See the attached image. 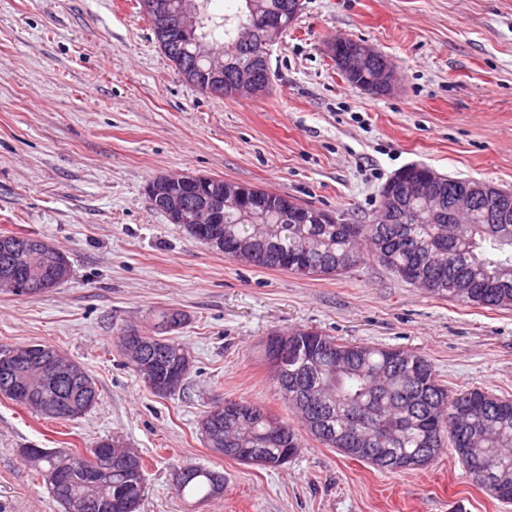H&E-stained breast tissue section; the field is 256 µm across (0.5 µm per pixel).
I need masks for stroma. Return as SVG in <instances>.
Instances as JSON below:
<instances>
[{
    "mask_svg": "<svg viewBox=\"0 0 512 512\" xmlns=\"http://www.w3.org/2000/svg\"><path fill=\"white\" fill-rule=\"evenodd\" d=\"M269 48L257 98L187 81L137 0H0V235L65 252L70 279L21 297L0 291V353L45 344L98 389L74 420L0 396V512H64L24 448L79 452L120 438L146 464V512H512L467 477L454 452L398 473L310 434L278 469L215 453L200 421L215 397L289 423L263 343L298 329L423 356L452 389L512 399V310L466 306L368 260L303 277L224 257L156 211L147 186L192 172L261 187L368 224L390 176L419 163L512 190V0H302ZM365 42L396 67L392 93L349 84L327 54ZM186 316L180 391H150L120 328ZM188 464L222 469L221 497L178 495Z\"/></svg>",
    "mask_w": 512,
    "mask_h": 512,
    "instance_id": "35a3bbf8",
    "label": "stroma"
}]
</instances>
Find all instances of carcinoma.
<instances>
[{
  "label": "carcinoma",
  "mask_w": 512,
  "mask_h": 512,
  "mask_svg": "<svg viewBox=\"0 0 512 512\" xmlns=\"http://www.w3.org/2000/svg\"><path fill=\"white\" fill-rule=\"evenodd\" d=\"M237 14L215 18L206 16L207 30L229 47L241 25L260 27L261 15H252L246 2ZM234 73L253 71L255 61L248 53L232 58ZM232 73V74H234ZM227 74L226 79H231ZM412 199L401 204L393 224H284L277 212L260 213V223L252 224L235 210L224 211V241L251 239L265 225L276 229L274 252L290 256L303 254L310 273L333 277L345 274L369 256L401 280L428 293L456 302L482 307L512 309V223L486 224L484 210L471 216L468 224H434L428 219L415 222L406 212L419 209ZM158 335L148 336L134 327L119 336L141 337L147 341L146 355L156 364L158 378L170 372L186 373L188 350L179 339L168 336L178 329L185 316L176 309L157 315ZM298 343L299 353L288 361L282 376H294L309 387L311 398L303 405L293 395L288 404L298 412L307 432L344 455L363 461L379 471L401 472L427 466L435 454H426L429 435L437 436L434 447H452L462 436V447L473 454L463 462L470 478L473 468L500 474L509 483L505 493L486 482L477 485L498 501L512 503V400L479 390L452 392L437 379L432 366L422 357L390 348L339 343L315 331L289 333ZM37 399L26 409L42 414L46 401H67L73 395L45 382L29 367L20 370ZM237 409L221 412L220 433L225 448H263L264 467L276 469L301 447L297 428L262 411L243 413L250 403L238 401ZM332 427L336 437L328 440L314 431L313 420ZM109 457H127L131 465L114 472L109 480L92 483L77 471L96 465L102 442L90 448L89 456L62 448H23L27 464L42 477L65 512H114L112 500L117 486L128 488L140 499L137 512H144L145 464L140 454L111 439ZM371 443L387 448L391 462L372 455H358L354 449ZM408 462L403 469L400 462ZM224 481V472L195 465L183 467L176 478L182 496L208 500L215 485Z\"/></svg>",
  "instance_id": "1"
}]
</instances>
